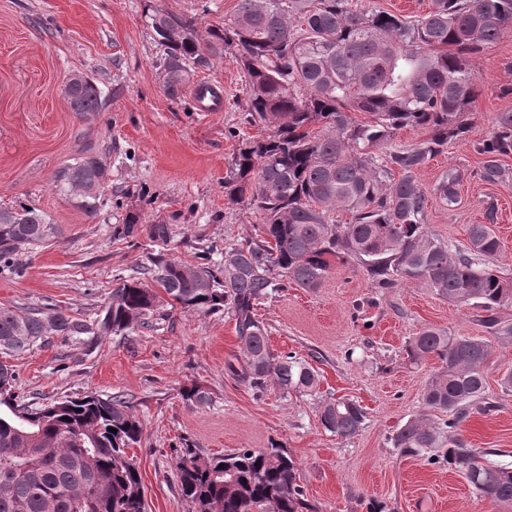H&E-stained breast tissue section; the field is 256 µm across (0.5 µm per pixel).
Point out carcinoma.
Wrapping results in <instances>:
<instances>
[{"instance_id":"carcinoma-1","label":"carcinoma","mask_w":512,"mask_h":512,"mask_svg":"<svg viewBox=\"0 0 512 512\" xmlns=\"http://www.w3.org/2000/svg\"><path fill=\"white\" fill-rule=\"evenodd\" d=\"M145 17L165 46L159 68L170 98L180 95L192 72L209 67L211 57L235 48L248 87V122L270 133L239 149L224 193L257 209L261 236L222 249L218 261L209 247L193 266L157 252L144 268L146 279L119 283L104 315L91 324L54 306L26 314L1 306V354L23 352L53 332L102 336L143 327L166 297L186 313L222 311L234 322L241 356L227 362V371L237 381L312 394L317 370L271 351L257 306L289 283L320 287L333 258L356 262L377 288L412 285L469 305L489 335L512 338V319L502 313L512 306V280L493 264L500 251L495 209L489 208L487 223L470 225L467 247L453 249L427 231L425 217L432 198L448 209L458 204L459 174L448 171L431 192L414 177L469 132L463 116L477 88L468 59L512 27V0H431L414 20L364 10L352 0H238L234 17L205 37L174 14L153 9ZM65 97L82 115L104 105L99 87L82 75L72 76ZM354 112L367 119L355 120ZM405 126L430 135L385 151ZM477 152L484 156L480 178L500 182L503 159L512 155L511 112L499 115ZM104 176L100 159L87 154L62 169L57 183L92 213ZM339 209L351 214L350 222L336 223ZM139 219L131 216L116 234L144 231L168 246L171 225ZM57 235V225L34 208H0V266H13L22 248ZM405 352L415 363L431 356L441 363L423 401L443 418L407 420L393 434V447L404 455L438 448L448 469L480 497L511 502L512 464L491 460L494 449L468 447L458 433L473 408H497L486 396L489 342L429 327ZM14 381L10 366L0 362V512H146L142 474L128 454L142 423L122 396L91 393L33 408L18 404ZM365 420L364 408L349 398L325 401L319 410L322 427L340 438L356 435ZM175 471L192 512H311L296 460L276 445L206 458L187 445Z\"/></svg>"}]
</instances>
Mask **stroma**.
<instances>
[{"label":"stroma","instance_id":"obj_1","mask_svg":"<svg viewBox=\"0 0 512 512\" xmlns=\"http://www.w3.org/2000/svg\"><path fill=\"white\" fill-rule=\"evenodd\" d=\"M182 16L199 33L223 27L237 0H0V207L42 211L60 229L49 244L21 250L16 272L0 271V306L29 313L47 305L93 322L103 314L118 278L147 264L156 246L146 235L121 239L115 229L130 214L169 224L174 257L196 264L199 250L257 238L260 217L228 202L224 181L239 147L265 131L247 122L248 90L232 53L215 56L191 84L224 88V108L198 111L189 94L173 99L162 87L163 53L148 27V7ZM477 96L470 131L449 143L415 174L425 189L448 171L460 176L459 202H431L426 227L452 246L494 207L501 243L496 260L512 274V157L508 176L479 179L477 142L490 138L500 113L512 112V29L472 58ZM101 88V112H71L65 85L72 75ZM105 165L94 213L58 190L57 173L84 152ZM257 314L274 354L293 353L320 374L318 393L284 395L232 379L225 364L240 348L223 313H185L160 303L149 324L120 335L43 337L9 357L22 403L40 407L77 394L121 395L142 423L131 453L142 473L147 512H192L179 492L174 465L183 445L203 455L281 445L299 466V483L316 512H512V503L477 496L446 465L406 456L391 436L426 414L423 393L439 362L412 363L405 345L433 327L484 337L474 309L410 285L372 287L355 262H335L320 288L288 286ZM486 393L498 401L472 414L461 434L469 447L499 450L512 464V395L500 380L512 371V339L491 342ZM195 386L204 403L183 399ZM350 398L366 411L364 428L342 439L323 429L324 400Z\"/></svg>","mask_w":512,"mask_h":512}]
</instances>
